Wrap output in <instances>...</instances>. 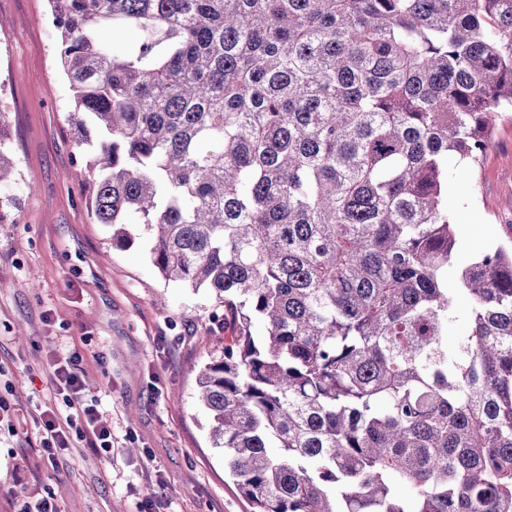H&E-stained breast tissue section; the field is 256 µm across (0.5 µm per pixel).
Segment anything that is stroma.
Returning a JSON list of instances; mask_svg holds the SVG:
<instances>
[{"mask_svg": "<svg viewBox=\"0 0 512 512\" xmlns=\"http://www.w3.org/2000/svg\"><path fill=\"white\" fill-rule=\"evenodd\" d=\"M48 0H0V142L13 161L0 184V512L51 497L60 512H251L214 447L196 396L200 368L234 334L214 298L165 282L144 225L121 247L88 211L86 153L60 68ZM463 255L512 239V118H502L475 177L448 184ZM85 359V394L112 430L110 454L79 438L43 464L32 416L54 399V364Z\"/></svg>", "mask_w": 512, "mask_h": 512, "instance_id": "35a3bbf8", "label": "stroma"}]
</instances>
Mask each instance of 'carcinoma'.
Returning <instances> with one entry per match:
<instances>
[{"label":"carcinoma","instance_id":"1","mask_svg":"<svg viewBox=\"0 0 512 512\" xmlns=\"http://www.w3.org/2000/svg\"><path fill=\"white\" fill-rule=\"evenodd\" d=\"M49 4L94 220L235 328L197 398L252 512H512V244L448 212L512 0Z\"/></svg>","mask_w":512,"mask_h":512}]
</instances>
